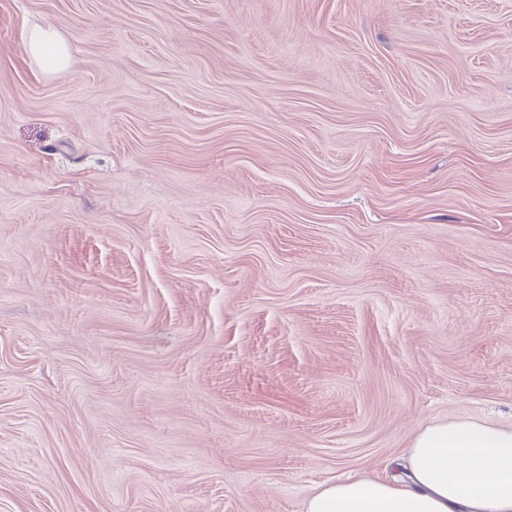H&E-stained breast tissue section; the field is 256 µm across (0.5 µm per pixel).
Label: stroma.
<instances>
[{"instance_id":"1","label":"stroma","mask_w":512,"mask_h":512,"mask_svg":"<svg viewBox=\"0 0 512 512\" xmlns=\"http://www.w3.org/2000/svg\"><path fill=\"white\" fill-rule=\"evenodd\" d=\"M462 418L512 426V0H0V512H304ZM27 49L36 61L50 70L65 67L69 59L67 43L51 25L33 24L27 32Z\"/></svg>"}]
</instances>
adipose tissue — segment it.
Here are the masks:
<instances>
[{
  "mask_svg": "<svg viewBox=\"0 0 512 512\" xmlns=\"http://www.w3.org/2000/svg\"><path fill=\"white\" fill-rule=\"evenodd\" d=\"M27 49L49 69L66 66L67 43L32 25ZM406 470L388 479L321 486L304 512H512V427L472 420L427 424L404 450Z\"/></svg>",
  "mask_w": 512,
  "mask_h": 512,
  "instance_id": "adipose-tissue-1",
  "label": "adipose tissue"
}]
</instances>
